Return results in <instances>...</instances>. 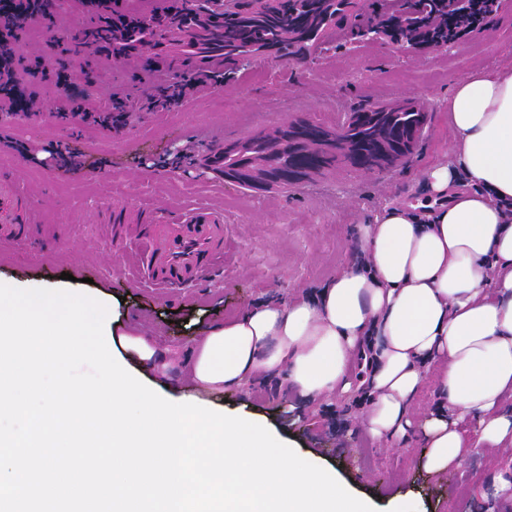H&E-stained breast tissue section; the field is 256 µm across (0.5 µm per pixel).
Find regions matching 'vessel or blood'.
<instances>
[{"label":"vessel or blood","mask_w":512,"mask_h":512,"mask_svg":"<svg viewBox=\"0 0 512 512\" xmlns=\"http://www.w3.org/2000/svg\"><path fill=\"white\" fill-rule=\"evenodd\" d=\"M218 13H193L181 30L182 44L190 45L198 71L224 69L223 52L194 43L193 29L218 21ZM31 201L9 169L0 170V240L30 237L28 220ZM147 247L141 260L145 280L156 285L186 290L196 287L215 272L224 255V214L209 205L186 209L176 223L150 221L145 227Z\"/></svg>","instance_id":"b4317fda"}]
</instances>
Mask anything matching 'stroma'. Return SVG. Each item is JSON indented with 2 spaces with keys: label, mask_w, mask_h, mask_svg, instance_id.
<instances>
[{
  "label": "stroma",
  "mask_w": 512,
  "mask_h": 512,
  "mask_svg": "<svg viewBox=\"0 0 512 512\" xmlns=\"http://www.w3.org/2000/svg\"><path fill=\"white\" fill-rule=\"evenodd\" d=\"M340 48L321 57L282 61L259 57L221 86L198 87L178 107L142 110L145 92L132 84L121 60L97 59L94 84L76 80L96 106L113 88L127 86L130 122L113 131L64 122L60 98L47 89L30 117L0 114V132L30 152L6 156L23 188L37 200L35 242H0V280L58 283L61 273L93 279L94 289L124 297L122 318L143 324L168 345L188 349L202 325L251 307L271 295L287 300L314 294L353 254L357 227L386 205L425 197V171L448 160L452 132L448 97L455 83L476 70H512V0L445 51H399L391 38L366 41L349 28L333 30ZM424 101L428 118L415 151L396 169L376 176L337 170L314 176L288 192H255L224 182L197 164L210 141L232 140L303 113L334 126L340 112L398 101ZM66 145L82 154L75 174L42 165L46 149ZM201 202L224 212L223 271L187 297L142 283L134 268L142 243L129 231L148 208L166 222L180 208ZM201 405L244 412L274 427L290 444L336 471L355 495L386 512L390 499L411 512H505L512 497L485 498L505 474L512 450L467 459L435 475L425 466L426 439L415 429L405 439L379 441L364 426L367 405L329 397L297 409L286 385L189 391ZM348 415H340L341 403Z\"/></svg>",
  "instance_id": "stroma-1"
}]
</instances>
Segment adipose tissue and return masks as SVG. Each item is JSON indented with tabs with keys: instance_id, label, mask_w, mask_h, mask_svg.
I'll use <instances>...</instances> for the list:
<instances>
[{
	"instance_id": "obj_1",
	"label": "adipose tissue",
	"mask_w": 512,
	"mask_h": 512,
	"mask_svg": "<svg viewBox=\"0 0 512 512\" xmlns=\"http://www.w3.org/2000/svg\"><path fill=\"white\" fill-rule=\"evenodd\" d=\"M454 144L427 199L359 227L356 262L316 296L269 298L202 327L188 351L136 328L119 343L142 369L209 391L285 381L304 403L368 391L365 425L401 438L427 379L426 468L512 447V74L477 72L448 98ZM439 402V390L435 381L430 378L429 381L418 392L414 404V416L423 417L434 410Z\"/></svg>"
}]
</instances>
